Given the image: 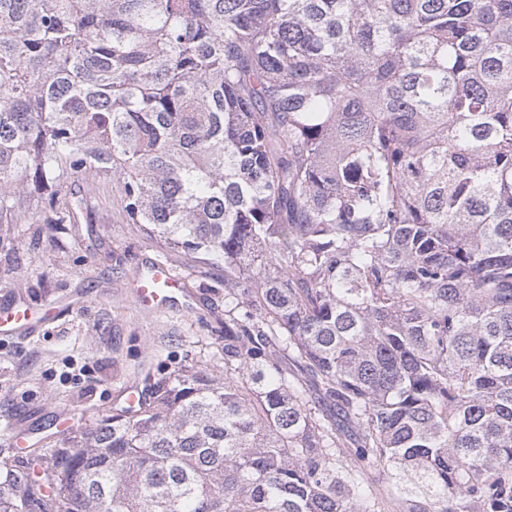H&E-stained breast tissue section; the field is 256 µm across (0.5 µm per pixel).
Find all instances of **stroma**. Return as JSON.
Masks as SVG:
<instances>
[{
    "label": "stroma",
    "instance_id": "stroma-1",
    "mask_svg": "<svg viewBox=\"0 0 512 512\" xmlns=\"http://www.w3.org/2000/svg\"><path fill=\"white\" fill-rule=\"evenodd\" d=\"M121 179H68L52 209L0 224V304L55 302L57 318L0 334V459L21 435L26 454L60 445L123 406L146 376L224 344V269L185 257L130 224ZM81 199L76 222L67 215ZM183 281L191 308L150 313L135 297L149 262ZM70 419L61 430L59 416Z\"/></svg>",
    "mask_w": 512,
    "mask_h": 512
}]
</instances>
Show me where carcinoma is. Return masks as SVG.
I'll list each match as a JSON object with an SVG mask.
<instances>
[{"mask_svg":"<svg viewBox=\"0 0 512 512\" xmlns=\"http://www.w3.org/2000/svg\"><path fill=\"white\" fill-rule=\"evenodd\" d=\"M109 173L224 348L0 512H512V0H0V224Z\"/></svg>","mask_w":512,"mask_h":512,"instance_id":"carcinoma-1","label":"carcinoma"}]
</instances>
